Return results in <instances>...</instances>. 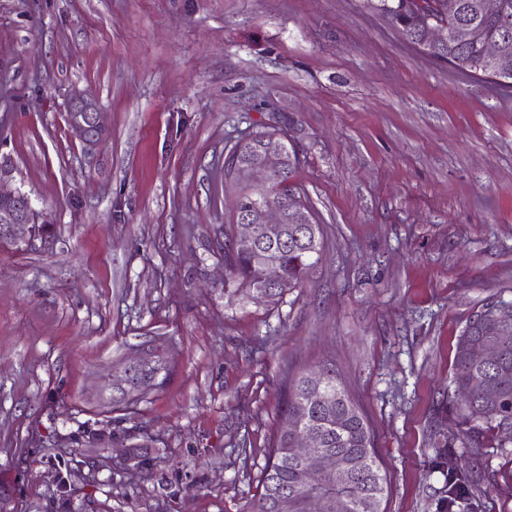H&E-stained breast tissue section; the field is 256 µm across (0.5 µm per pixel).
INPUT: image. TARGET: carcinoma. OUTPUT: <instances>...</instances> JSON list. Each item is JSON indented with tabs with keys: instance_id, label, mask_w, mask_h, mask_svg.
<instances>
[{
	"instance_id": "1",
	"label": "carcinoma",
	"mask_w": 512,
	"mask_h": 512,
	"mask_svg": "<svg viewBox=\"0 0 512 512\" xmlns=\"http://www.w3.org/2000/svg\"><path fill=\"white\" fill-rule=\"evenodd\" d=\"M371 11L383 16L412 44H419L425 28L433 20H448L458 28L461 38L448 41L429 53L471 76L488 77L494 73L491 62L483 57L487 39L499 42L500 53L512 58V0L505 3L504 15L489 16L482 10V0H455L450 17L445 15L446 0H364ZM278 126L255 132V138L235 145L231 156L224 158V180L236 189L235 206L251 204L254 211L295 195L288 179L299 163L298 154L280 143ZM258 152L273 156V182L267 186L254 184L243 169V158ZM283 241L266 242L251 253H234L224 246V257L231 275L239 285L254 290L265 289L273 300L285 291L302 287L320 261L324 247L322 227L314 223V214L303 201L285 209L281 224ZM276 265L282 281L275 288L266 287L265 270ZM496 344L498 358L487 366L475 362L471 348L477 344ZM159 368L141 365L129 369L130 389L141 391L151 386ZM321 376L303 372L288 387L283 416L294 422L292 430L280 429L270 448L262 472V490L250 512H272L269 501L285 491L278 512H310L307 492L313 479L305 465L292 453L299 431L319 436V449L336 456V475L332 483L319 489L321 512H331L332 502L345 499L346 512H385L387 476L375 448L371 426L330 367L320 368ZM483 385V391L465 407L459 408L462 422L474 429L478 422L509 431L499 447L512 443V301L492 300L475 312L459 336L454 355L453 376L448 397L465 391L471 385ZM441 448L438 468L448 473L450 491L441 504L442 512H455L462 503L477 507L478 483L473 473L464 469L454 448H482L484 441L470 435L450 436L437 443Z\"/></svg>"
}]
</instances>
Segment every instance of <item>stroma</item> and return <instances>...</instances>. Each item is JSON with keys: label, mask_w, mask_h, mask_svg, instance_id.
<instances>
[{"label": "stroma", "mask_w": 512, "mask_h": 512, "mask_svg": "<svg viewBox=\"0 0 512 512\" xmlns=\"http://www.w3.org/2000/svg\"><path fill=\"white\" fill-rule=\"evenodd\" d=\"M79 94L107 128L90 150ZM283 113L325 248L304 287L228 297L224 156ZM0 187L40 228L0 241V512H249L289 376L324 364L387 512H440L457 339L512 301V88L363 0H0ZM152 340L158 387L122 398ZM481 434V512H512V447Z\"/></svg>", "instance_id": "35a3bbf8"}]
</instances>
